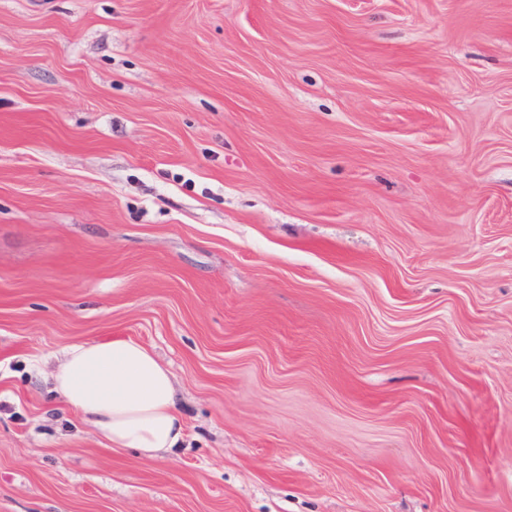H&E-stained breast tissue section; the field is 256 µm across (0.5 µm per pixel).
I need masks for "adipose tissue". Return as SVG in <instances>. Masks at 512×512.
I'll use <instances>...</instances> for the list:
<instances>
[{"mask_svg": "<svg viewBox=\"0 0 512 512\" xmlns=\"http://www.w3.org/2000/svg\"><path fill=\"white\" fill-rule=\"evenodd\" d=\"M55 392L112 447L153 459L183 439L173 376L128 337L71 345L50 373Z\"/></svg>", "mask_w": 512, "mask_h": 512, "instance_id": "adipose-tissue-1", "label": "adipose tissue"}]
</instances>
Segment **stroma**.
<instances>
[{
  "instance_id": "35a3bbf8",
  "label": "stroma",
  "mask_w": 512,
  "mask_h": 512,
  "mask_svg": "<svg viewBox=\"0 0 512 512\" xmlns=\"http://www.w3.org/2000/svg\"><path fill=\"white\" fill-rule=\"evenodd\" d=\"M0 512H512V0H0ZM54 358L53 389L112 449L130 448L155 459L178 448L184 421L173 376L150 348L115 336L73 344Z\"/></svg>"
}]
</instances>
